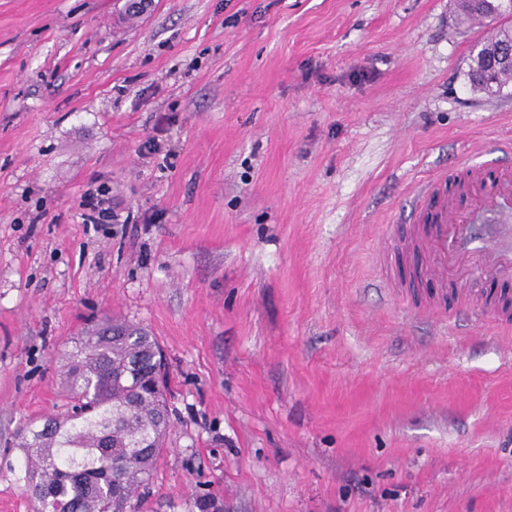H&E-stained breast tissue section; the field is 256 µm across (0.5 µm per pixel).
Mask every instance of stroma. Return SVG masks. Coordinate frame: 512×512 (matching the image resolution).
Instances as JSON below:
<instances>
[{
  "label": "stroma",
  "instance_id": "stroma-1",
  "mask_svg": "<svg viewBox=\"0 0 512 512\" xmlns=\"http://www.w3.org/2000/svg\"><path fill=\"white\" fill-rule=\"evenodd\" d=\"M483 39L452 0H0V512L106 314L167 362L139 512H512V331L459 297L437 335L407 241L415 182L512 144ZM468 78L473 91L482 92L488 96H496L503 92V88L512 78V72H498L490 80H481L469 68Z\"/></svg>",
  "mask_w": 512,
  "mask_h": 512
}]
</instances>
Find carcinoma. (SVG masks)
I'll list each match as a JSON object with an SVG mask.
<instances>
[{"label":"carcinoma","mask_w":512,"mask_h":512,"mask_svg":"<svg viewBox=\"0 0 512 512\" xmlns=\"http://www.w3.org/2000/svg\"><path fill=\"white\" fill-rule=\"evenodd\" d=\"M460 20L509 19L493 0L459 4ZM476 92L496 96L512 79L468 73ZM161 349L143 327L106 316L69 353L68 402L58 417L27 421L17 434L34 512H130L149 484L169 428L166 389L149 382Z\"/></svg>","instance_id":"carcinoma-1"}]
</instances>
